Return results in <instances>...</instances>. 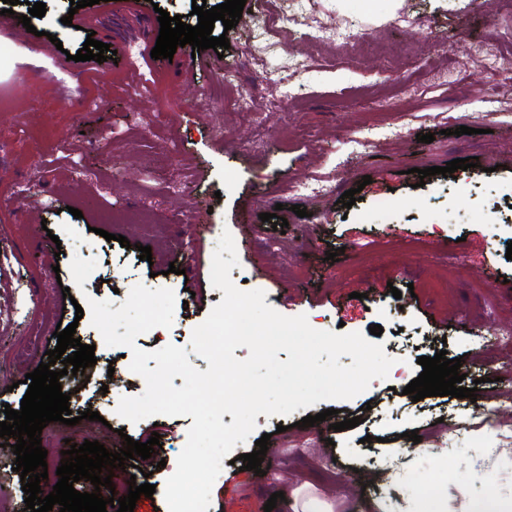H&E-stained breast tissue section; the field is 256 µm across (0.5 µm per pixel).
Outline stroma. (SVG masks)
<instances>
[{
    "instance_id": "35a3bbf8",
    "label": "stroma",
    "mask_w": 512,
    "mask_h": 512,
    "mask_svg": "<svg viewBox=\"0 0 512 512\" xmlns=\"http://www.w3.org/2000/svg\"><path fill=\"white\" fill-rule=\"evenodd\" d=\"M46 14L32 18L38 31L30 45L62 49L27 59L17 69L0 35V83L34 82L42 97L0 110V142L9 153V176L0 177V422L2 404L20 409L23 379L54 349L58 324H76L82 343L94 346L97 362L77 385L61 378L72 412L91 409L100 421L68 426L52 422L41 438L51 464L43 492L58 481L55 461L67 442L98 441L117 452L123 436L161 446L137 467L114 468L113 489L123 497L130 482L151 483L152 497L134 512H168L167 478L174 472L189 416L120 419L121 396L142 394L145 382L129 369L122 348L106 346L90 316L76 318L87 299L121 306L136 285L173 290L180 306L171 328L136 338L146 351L166 344L189 346L195 327L223 293L210 281L211 262L222 232L237 242L235 285L260 289L265 302L285 316L306 315L317 330L368 334L395 365L387 379L348 401L317 402L288 416L257 415L256 430L237 444L215 481L207 512H256L281 488L349 499L366 495L368 512H415L417 492L429 478L454 474L462 502L512 498V486L490 482L479 466L484 448H512L483 424L484 413L512 409L500 380H512V346L475 341L487 329L512 331V14L506 0H246L224 53L207 49L203 63L181 79L140 61L138 69L90 68L72 61L87 37L139 47L137 23L107 19L83 29L62 24L70 0H45ZM257 13L277 16L275 49L254 43L249 24ZM325 28L328 39L312 37ZM363 38L340 47L337 28ZM482 42L484 53L472 50ZM223 59L216 77L211 60ZM252 89V109L265 113L263 127L248 123L227 98ZM207 93L214 106L199 112L188 102ZM220 125L223 136L212 128ZM470 134L456 135L459 126ZM434 133L432 143L418 135ZM177 153H169L170 143ZM457 158L477 167L455 176L420 177L419 169L442 167ZM88 170L77 179L76 167ZM176 169L189 188L168 194L154 182L159 168ZM370 184H363V176ZM331 181L328 194L298 193V181ZM360 188L346 208L342 194ZM306 208L298 217L294 205ZM81 218H74V211ZM287 219L277 232L261 214ZM46 233L35 234L34 219ZM130 242L106 241L105 233ZM88 243L77 251L76 242ZM150 247L151 261L139 258ZM333 259H326V252ZM190 259L189 277L170 273L176 255ZM318 271L317 288L301 287ZM32 286L19 290L20 274ZM401 290L394 298L393 290ZM447 351L460 358L463 387L477 401L436 396L413 401L403 392L422 371L417 359ZM114 367V385L104 370ZM328 411L326 421L301 427L307 415ZM359 418L341 432L333 423ZM429 450L408 453V431ZM269 434L262 475L240 470L239 455L252 452ZM394 455L402 465L390 480L375 476L377 460Z\"/></svg>"
}]
</instances>
